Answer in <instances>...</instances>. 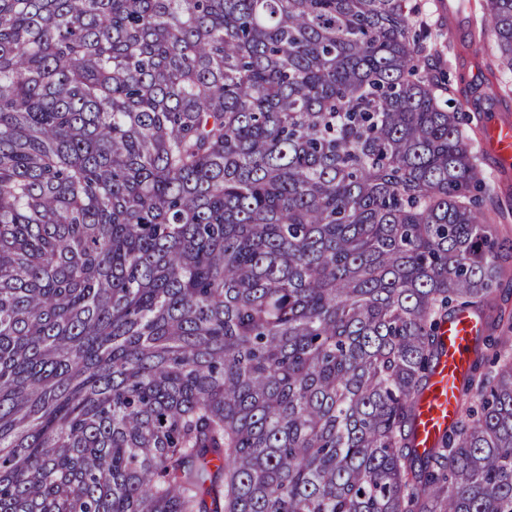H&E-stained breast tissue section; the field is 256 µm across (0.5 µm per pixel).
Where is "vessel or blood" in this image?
<instances>
[{"label":"vessel or blood","mask_w":512,"mask_h":512,"mask_svg":"<svg viewBox=\"0 0 512 512\" xmlns=\"http://www.w3.org/2000/svg\"><path fill=\"white\" fill-rule=\"evenodd\" d=\"M484 147L497 168L512 169V122L494 121L483 132ZM481 329L480 319L462 313L450 320L442 331L443 349L431 385L418 404L416 445L427 450L435 445L445 429L457 418L456 390L465 376L470 347Z\"/></svg>","instance_id":"b4317fda"}]
</instances>
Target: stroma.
<instances>
[{
	"label": "stroma",
	"mask_w": 512,
	"mask_h": 512,
	"mask_svg": "<svg viewBox=\"0 0 512 512\" xmlns=\"http://www.w3.org/2000/svg\"><path fill=\"white\" fill-rule=\"evenodd\" d=\"M431 30L442 31L438 45L456 105L475 127V141H482L479 128L491 119L512 116V73L490 72L488 51L472 47L470 40L479 30L482 0H421ZM482 166L492 182L494 200L502 210L499 231L512 239V172L501 173L490 155H483Z\"/></svg>",
	"instance_id": "stroma-1"
}]
</instances>
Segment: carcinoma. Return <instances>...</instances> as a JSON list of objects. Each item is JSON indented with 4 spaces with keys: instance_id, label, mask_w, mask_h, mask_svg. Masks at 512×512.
<instances>
[{
    "instance_id": "obj_1",
    "label": "carcinoma",
    "mask_w": 512,
    "mask_h": 512,
    "mask_svg": "<svg viewBox=\"0 0 512 512\" xmlns=\"http://www.w3.org/2000/svg\"><path fill=\"white\" fill-rule=\"evenodd\" d=\"M488 31L512 72V0ZM430 37L418 0H0V512H512V268ZM480 329V319L461 313L442 330V354L431 385L418 404L416 445L420 451L433 448L445 429L456 421V390L468 370L472 357L469 349Z\"/></svg>"
}]
</instances>
